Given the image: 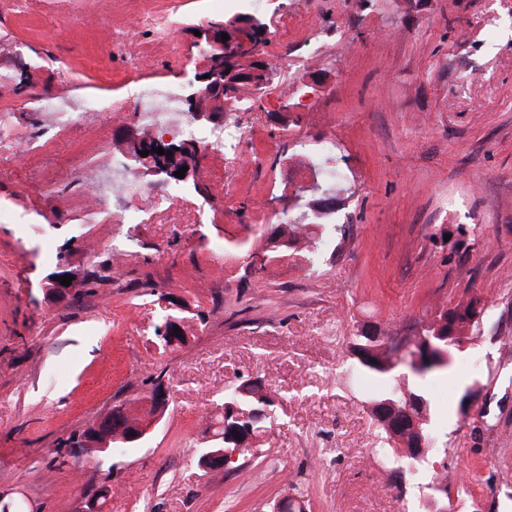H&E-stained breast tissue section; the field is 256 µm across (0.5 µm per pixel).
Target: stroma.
<instances>
[{
  "label": "stroma",
  "mask_w": 512,
  "mask_h": 512,
  "mask_svg": "<svg viewBox=\"0 0 512 512\" xmlns=\"http://www.w3.org/2000/svg\"><path fill=\"white\" fill-rule=\"evenodd\" d=\"M242 11L0 0V497L76 512L106 485L107 512H270L286 495L306 512H425L435 462L454 512H512V0H264L273 83L225 108L240 145L204 151L194 182L139 176L106 211L84 208L68 160L125 162L139 92L184 86L204 63L195 29ZM61 87L74 121L57 139L36 101ZM326 138L345 237L246 272L242 243L293 220L294 195L321 197L312 147ZM108 231L123 268L88 249ZM61 263L87 284L53 303ZM473 296L477 327L423 383L430 464L393 480L369 413L378 384L354 375L347 340L364 325L410 335ZM170 316L189 339L165 347ZM246 380L277 396L271 431L232 468L200 470L225 386ZM158 383L169 405L140 447H65L113 402L142 414Z\"/></svg>",
  "instance_id": "35a3bbf8"
}]
</instances>
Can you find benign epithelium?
Returning <instances> with one entry per match:
<instances>
[{
  "mask_svg": "<svg viewBox=\"0 0 512 512\" xmlns=\"http://www.w3.org/2000/svg\"><path fill=\"white\" fill-rule=\"evenodd\" d=\"M201 36L198 42L204 45L206 64L194 76L192 85L184 100L190 107L191 116L205 119L213 124L222 122L224 105L232 102L243 86L248 85L259 93L267 85L269 63L266 61L262 46L267 38L268 25L264 20L252 14H240L224 20L220 24H207L199 28ZM227 34L228 40H221V34ZM171 140L154 133L141 131L131 141L128 159L137 168L142 165L150 167L148 174L154 177H168L174 168L187 167L192 171L198 168L201 151L193 144L187 143L176 149L170 146ZM172 153L165 157L157 153V148ZM149 151L147 156L141 152ZM78 280L64 286L61 282L48 278L49 288L46 296L61 299L71 293ZM184 331L183 321L170 317L160 328V334L172 342H177ZM146 403L155 406L156 413L130 427L126 425V406H112V417L98 418L86 426L87 436H96L108 429L112 435L130 443L141 442L151 431L169 403V393L165 387L150 391ZM245 443L240 441L236 447H224V437H211V446L201 450L198 466L204 471L226 468L237 460Z\"/></svg>",
  "mask_w": 512,
  "mask_h": 512,
  "instance_id": "1",
  "label": "benign epithelium"
}]
</instances>
